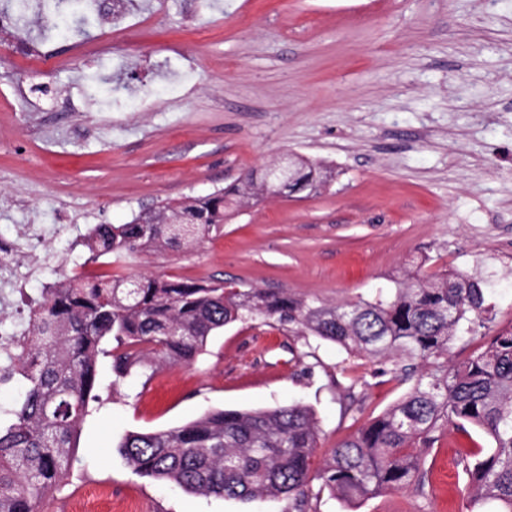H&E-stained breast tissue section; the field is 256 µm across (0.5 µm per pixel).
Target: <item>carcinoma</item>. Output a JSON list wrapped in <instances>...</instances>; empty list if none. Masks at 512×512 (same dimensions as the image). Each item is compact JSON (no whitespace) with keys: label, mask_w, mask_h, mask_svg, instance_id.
Segmentation results:
<instances>
[{"label":"carcinoma","mask_w":512,"mask_h":512,"mask_svg":"<svg viewBox=\"0 0 512 512\" xmlns=\"http://www.w3.org/2000/svg\"><path fill=\"white\" fill-rule=\"evenodd\" d=\"M291 192L314 193L333 179L331 166L289 162ZM266 168L229 189L186 196L142 211L126 224L99 225L88 250L118 263L139 253L192 249L219 231L235 203L253 205L276 194ZM372 297L328 305L281 289L228 288L152 276L74 278L43 289L38 318L24 351L8 359L3 379L24 396L0 405V512H42L49 489L66 477L78 428L97 399V363L112 359L116 385L144 363H190L208 337L235 322L262 317L339 345L350 354L387 358L389 373L410 383L406 394L366 426L329 449L312 470L318 447L313 410L292 404L259 409H213L177 428L130 432L119 452L141 476L204 495L288 501L285 512H307L311 483L344 501L386 492L424 494L423 455L448 427L488 436L493 447L460 454L469 512L485 501L512 512V330L493 336L462 360L450 345L488 328L480 280L457 271L407 273ZM112 339L110 350L103 341Z\"/></svg>","instance_id":"cac0c4a2"}]
</instances>
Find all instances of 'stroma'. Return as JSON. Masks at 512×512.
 <instances>
[{
	"label": "stroma",
	"mask_w": 512,
	"mask_h": 512,
	"mask_svg": "<svg viewBox=\"0 0 512 512\" xmlns=\"http://www.w3.org/2000/svg\"><path fill=\"white\" fill-rule=\"evenodd\" d=\"M40 49L0 46V239L39 240L16 276L33 299L97 274L287 289L336 304L389 286L413 265L483 281L494 331L512 329V0H136L111 49L22 30ZM53 68L48 99L29 96ZM322 161L317 194L234 209L190 252L91 259L89 224H125L159 202L228 188L284 154ZM383 359L348 355L257 319L209 337L192 364L153 363L102 386L82 421L70 472L47 497L112 512H284V500L193 494L135 473L118 450L130 432L182 426L204 412L299 402L320 427L317 458L407 392ZM424 457L425 497L347 503L313 489V512H468L456 450Z\"/></svg>",
	"instance_id": "1"
}]
</instances>
